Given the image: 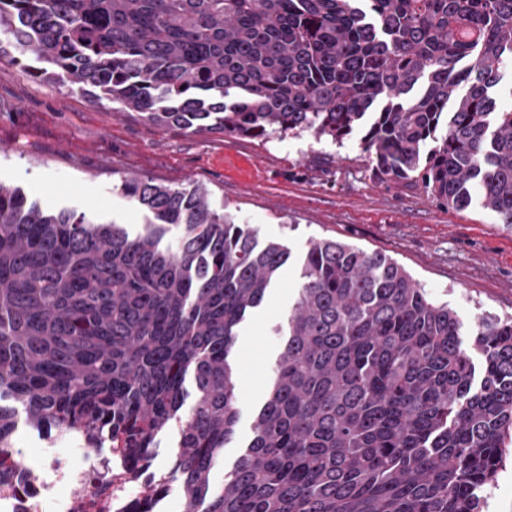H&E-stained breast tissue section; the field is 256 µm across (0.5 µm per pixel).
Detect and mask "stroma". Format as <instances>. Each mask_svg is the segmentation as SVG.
Returning <instances> with one entry per match:
<instances>
[{"instance_id":"35a3bbf8","label":"stroma","mask_w":512,"mask_h":512,"mask_svg":"<svg viewBox=\"0 0 512 512\" xmlns=\"http://www.w3.org/2000/svg\"><path fill=\"white\" fill-rule=\"evenodd\" d=\"M361 137L354 132L339 146L309 135L262 140L152 125L0 58V181L43 205H92L136 229L143 214L121 194V176L200 185L214 205L230 203L241 223L261 239L288 243L294 255L315 239L347 241L397 260L465 322L486 312L512 315V230L480 206L457 211L421 188L374 179ZM296 277L295 264L285 266L240 330L237 435L213 470L215 484L252 436L282 350L273 327L294 302Z\"/></svg>"}]
</instances>
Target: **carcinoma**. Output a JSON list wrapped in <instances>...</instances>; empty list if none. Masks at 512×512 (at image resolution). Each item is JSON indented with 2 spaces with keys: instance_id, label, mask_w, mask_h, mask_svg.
I'll return each mask as SVG.
<instances>
[{
  "instance_id": "1",
  "label": "carcinoma",
  "mask_w": 512,
  "mask_h": 512,
  "mask_svg": "<svg viewBox=\"0 0 512 512\" xmlns=\"http://www.w3.org/2000/svg\"><path fill=\"white\" fill-rule=\"evenodd\" d=\"M0 56L156 125L256 139L355 128L380 180L512 229V0H0ZM119 190L132 234L0 182V448L110 435L149 470L178 430L182 512H481L512 451V317L475 326L402 265L336 239L299 263L253 436L238 330L291 259L201 186Z\"/></svg>"
}]
</instances>
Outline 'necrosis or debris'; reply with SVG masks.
I'll return each instance as SVG.
<instances>
[{
	"label": "necrosis or debris",
	"mask_w": 512,
	"mask_h": 512,
	"mask_svg": "<svg viewBox=\"0 0 512 512\" xmlns=\"http://www.w3.org/2000/svg\"><path fill=\"white\" fill-rule=\"evenodd\" d=\"M39 453L35 466L0 455V512H131L142 499L121 442L92 448L65 434L41 439Z\"/></svg>",
	"instance_id": "obj_1"
}]
</instances>
